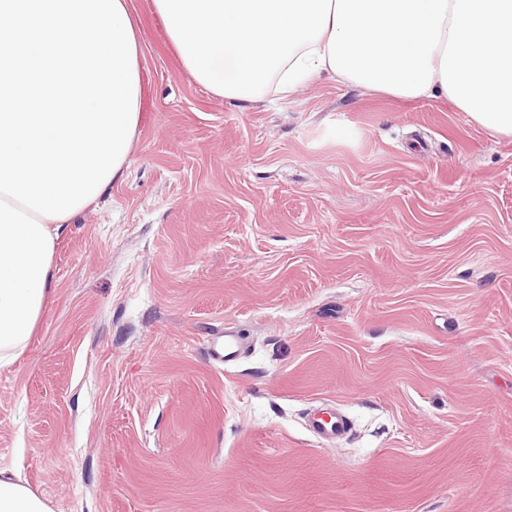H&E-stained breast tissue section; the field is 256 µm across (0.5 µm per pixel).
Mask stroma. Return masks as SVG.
I'll use <instances>...</instances> for the list:
<instances>
[{
    "label": "stroma",
    "mask_w": 512,
    "mask_h": 512,
    "mask_svg": "<svg viewBox=\"0 0 512 512\" xmlns=\"http://www.w3.org/2000/svg\"><path fill=\"white\" fill-rule=\"evenodd\" d=\"M129 2L140 124L0 368V469L53 512H512V140L332 79L227 105ZM223 337L221 342L212 340L208 344L207 354L211 360L229 362L237 356L241 347L239 336L234 331H228ZM308 425L314 435L329 442L346 437L350 431L347 418L337 412L314 411L308 419Z\"/></svg>",
    "instance_id": "obj_1"
}]
</instances>
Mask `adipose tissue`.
Returning a JSON list of instances; mask_svg holds the SVG:
<instances>
[{
    "instance_id": "obj_1",
    "label": "adipose tissue",
    "mask_w": 512,
    "mask_h": 512,
    "mask_svg": "<svg viewBox=\"0 0 512 512\" xmlns=\"http://www.w3.org/2000/svg\"><path fill=\"white\" fill-rule=\"evenodd\" d=\"M183 66L229 105L328 74L441 96L512 138V0H153ZM129 0H0V368L33 335L65 224L124 176L141 111ZM0 512H52L0 476Z\"/></svg>"
}]
</instances>
